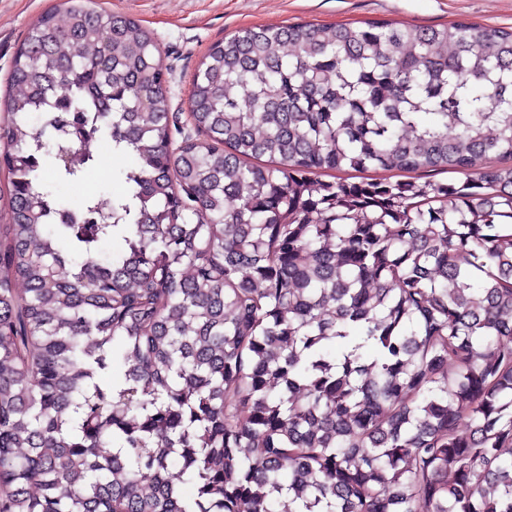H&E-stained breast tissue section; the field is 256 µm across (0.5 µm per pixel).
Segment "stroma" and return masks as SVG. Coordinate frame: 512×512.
<instances>
[{
  "mask_svg": "<svg viewBox=\"0 0 512 512\" xmlns=\"http://www.w3.org/2000/svg\"><path fill=\"white\" fill-rule=\"evenodd\" d=\"M56 0H0V89H5L16 50ZM103 11L139 21L154 35L171 69V110L188 120V90L209 48L249 27L314 23L334 27L392 21L442 28L459 21L512 30V0H97ZM96 163L80 180L60 181L46 174L55 199L67 206L88 195L103 201L121 194L123 173L134 159L113 151L108 140L95 148Z\"/></svg>",
  "mask_w": 512,
  "mask_h": 512,
  "instance_id": "1",
  "label": "stroma"
}]
</instances>
